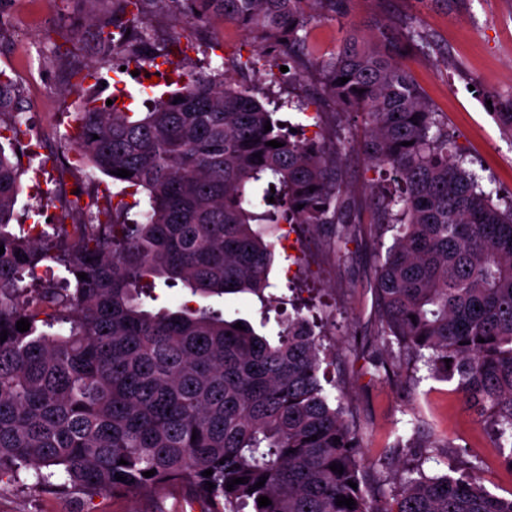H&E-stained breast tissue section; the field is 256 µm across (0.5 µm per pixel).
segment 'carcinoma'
I'll list each match as a JSON object with an SVG mask.
<instances>
[{
	"label": "carcinoma",
	"instance_id": "obj_1",
	"mask_svg": "<svg viewBox=\"0 0 512 512\" xmlns=\"http://www.w3.org/2000/svg\"><path fill=\"white\" fill-rule=\"evenodd\" d=\"M348 3L185 0L188 22L231 18L255 35L257 53L237 58L238 70L254 73L271 52L304 62L303 31L345 18ZM414 45L411 32L382 30L373 44L347 34L320 65V100L363 116L362 149L386 175L371 203V223L396 231L376 278L378 336L456 379L512 464V203L494 204L453 149L400 62ZM102 46L150 61L141 35ZM20 112L11 78L0 73V477L16 481L32 469L28 492L89 499L183 485L204 512H512V497L478 479L477 455L458 477L420 464L404 470L389 506L374 508L359 435L341 397L333 403L321 383L323 338L301 313L270 341L211 306L143 307L156 278L181 282L193 297L247 293L272 305L273 224H335L336 248L346 247L359 208L339 179L341 148L330 156L303 129L278 125L246 82L189 73L145 112L92 104L77 114L74 149L132 193L147 192L142 220L125 218L120 201L93 200L89 223L50 235L39 224H11L22 190L18 153L32 134ZM119 169L130 175H114ZM48 260L70 278L36 275ZM396 448L427 460L439 444L415 422ZM242 477L248 482L227 490ZM341 495L356 506L336 505ZM261 496L271 504L258 506Z\"/></svg>",
	"mask_w": 512,
	"mask_h": 512
}]
</instances>
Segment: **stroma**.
Returning a JSON list of instances; mask_svg holds the SVG:
<instances>
[{"label":"stroma","instance_id":"stroma-1","mask_svg":"<svg viewBox=\"0 0 512 512\" xmlns=\"http://www.w3.org/2000/svg\"><path fill=\"white\" fill-rule=\"evenodd\" d=\"M109 24L121 36L123 24H110L106 14L93 10L89 0H16L12 22L0 26V71L13 74L15 43L24 39L30 51L34 76L43 87L34 96L24 81L16 87L26 116L57 157L49 171L68 192L82 201L113 196L128 205L129 218H139L148 203L146 192L131 195L123 183L93 167H73L70 142L73 116L90 100L103 103L117 85L133 96V109L145 111L146 98L175 90L183 72L214 73L232 68L235 53H249L254 38L234 20L210 19L188 23L183 0H144L136 24L146 31L152 61L144 72L156 76L151 90L122 67L121 60L106 56L93 39L100 24ZM398 32L417 30L423 44L412 49L403 64L411 73L438 118L447 124L466 166L480 177L484 190L512 198V136L503 132L488 102L512 92V0H350L345 19L322 20L310 25L306 43L309 60L298 74L281 72L284 58H277L274 75L256 81L259 100L281 103L277 119L305 127L307 137L337 147V138H351L355 147L342 150V180L355 194L361 208H368L371 186L378 174L371 170L357 142L364 123L359 114L338 113L329 107L309 106L301 113L285 108V100L305 99L320 82L318 65L338 50L347 31L370 38L377 29ZM45 218L44 228L87 221L85 212L69 203L45 200L33 187L32 173L22 177V191L14 206L13 221L33 223ZM334 225L309 229L294 224L288 238L278 241L269 273L270 291L278 298L313 299L316 312L326 318L323 370L343 390L347 419L361 435L367 462L366 481L398 485L400 467L413 465L412 456L400 454L399 468L378 471L374 463L397 441L410 433L414 421H423L441 446L440 463H427L430 472L459 475L469 471L473 456L484 465L478 473L482 484L499 496L512 495V468L504 462L488 426L478 421L455 381L432 375L414 363L398 346L378 348L384 370H376L364 342L377 335L378 299L376 271L381 256L393 242L392 232L369 222L352 225L346 249L336 250ZM35 480L25 470L19 480L0 479V512H200L199 503L181 489L165 487L146 495H102L82 501L74 495L28 494L26 484Z\"/></svg>","mask_w":512,"mask_h":512}]
</instances>
